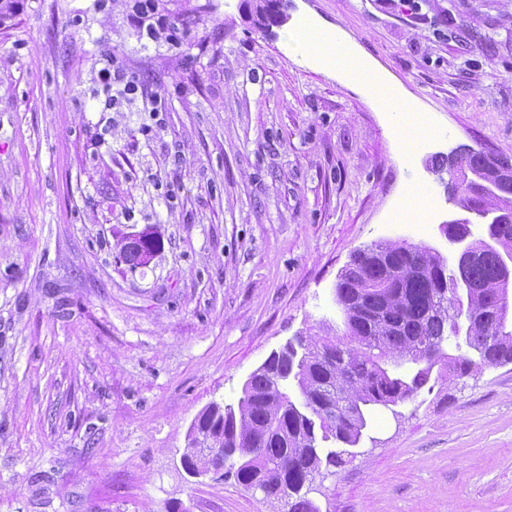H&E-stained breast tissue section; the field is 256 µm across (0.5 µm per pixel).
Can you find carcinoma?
<instances>
[{"mask_svg": "<svg viewBox=\"0 0 512 512\" xmlns=\"http://www.w3.org/2000/svg\"><path fill=\"white\" fill-rule=\"evenodd\" d=\"M475 202L485 210L512 211V184ZM474 246L478 254L466 271L469 303L484 309L500 289V252L512 251V232L499 238L497 251L479 240ZM442 269H448L445 259L420 246L386 242L358 252L336 288L346 334L287 342L251 373L237 405L200 413L187 456L209 467L218 465L212 449H224L226 459L236 451L250 460L236 468L239 482H259L265 497L285 501L288 512H312L302 489L322 468L343 463L342 449L367 427L365 412L413 398L445 358L450 379L477 362L512 364V329L503 333L497 320L475 324L464 342L455 341L448 327L454 289L435 287ZM361 303L382 311L384 323L358 314ZM448 341L478 360L466 353L447 357ZM339 402L351 416L336 412Z\"/></svg>", "mask_w": 512, "mask_h": 512, "instance_id": "obj_1", "label": "carcinoma"}]
</instances>
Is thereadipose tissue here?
<instances>
[{
	"instance_id": "obj_1",
	"label": "adipose tissue",
	"mask_w": 512,
	"mask_h": 512,
	"mask_svg": "<svg viewBox=\"0 0 512 512\" xmlns=\"http://www.w3.org/2000/svg\"><path fill=\"white\" fill-rule=\"evenodd\" d=\"M289 38L301 54L335 66L348 79L365 84L377 94L386 92L387 85L383 77L366 57L350 46L341 30H325L306 24L291 32Z\"/></svg>"
}]
</instances>
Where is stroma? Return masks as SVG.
<instances>
[{
    "instance_id": "1",
    "label": "stroma",
    "mask_w": 512,
    "mask_h": 512,
    "mask_svg": "<svg viewBox=\"0 0 512 512\" xmlns=\"http://www.w3.org/2000/svg\"><path fill=\"white\" fill-rule=\"evenodd\" d=\"M9 0L0 21V512H287L191 477L188 433L273 350L339 336L380 242L451 257L436 164L512 158V0ZM340 29L398 97L300 63ZM138 93L105 103L102 59ZM161 243L130 268L120 250ZM320 512H512V364L380 407L307 493ZM157 0H134L130 13L131 21L143 24L146 20L156 19L158 25H165V19L157 12ZM265 1L266 0H256L254 11L251 14V19L256 26L268 29L270 26L280 25L288 19V14L285 12V6L288 0L278 1L276 3L274 13L270 19H266L264 10ZM101 78L109 86L114 82L122 83L125 95H135L139 88V82L133 73H129L115 54L106 59V66L101 69Z\"/></svg>"
}]
</instances>
